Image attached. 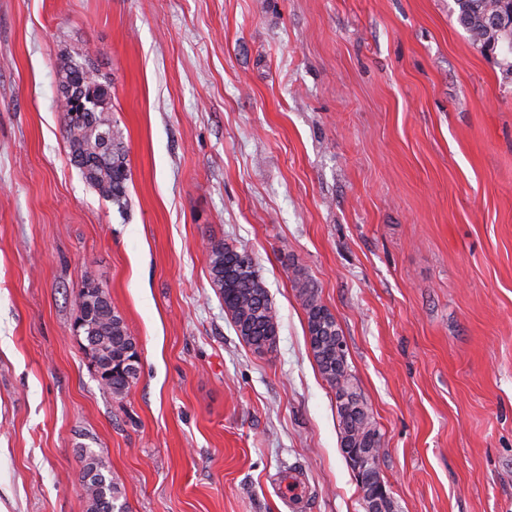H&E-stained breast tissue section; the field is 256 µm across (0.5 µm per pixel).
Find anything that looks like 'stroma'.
<instances>
[{"instance_id": "stroma-1", "label": "stroma", "mask_w": 512, "mask_h": 512, "mask_svg": "<svg viewBox=\"0 0 512 512\" xmlns=\"http://www.w3.org/2000/svg\"><path fill=\"white\" fill-rule=\"evenodd\" d=\"M112 85L118 209L71 165L62 51ZM278 312L251 351L206 243ZM94 270L135 337L104 391L73 326ZM316 285L381 435L394 512H512V69L454 0H0V512H364L307 339ZM207 252L212 288L224 302V312L237 336L254 352L273 349L267 341L268 336H278L277 312L252 254L224 240L210 241ZM231 262L236 263V271L230 284L225 269ZM250 324L255 330L245 333L243 328ZM79 462L81 479L91 472H95L98 478L86 483L83 489L80 485L86 501V511L103 512L112 504V512H128L124 488L111 476L109 466L103 458L93 449L85 448L82 449ZM281 493L293 509L302 510L308 501V487L297 474L290 475L282 482Z\"/></svg>"}]
</instances>
